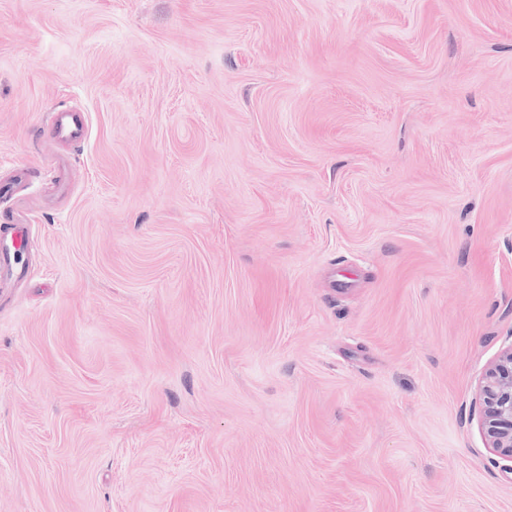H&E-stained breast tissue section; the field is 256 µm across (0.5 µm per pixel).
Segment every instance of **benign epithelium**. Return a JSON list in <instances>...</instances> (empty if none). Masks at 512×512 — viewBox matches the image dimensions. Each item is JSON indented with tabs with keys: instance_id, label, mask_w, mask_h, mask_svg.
<instances>
[{
	"instance_id": "benign-epithelium-1",
	"label": "benign epithelium",
	"mask_w": 512,
	"mask_h": 512,
	"mask_svg": "<svg viewBox=\"0 0 512 512\" xmlns=\"http://www.w3.org/2000/svg\"><path fill=\"white\" fill-rule=\"evenodd\" d=\"M479 429L487 447L500 453L512 472V337L482 373L477 386Z\"/></svg>"
}]
</instances>
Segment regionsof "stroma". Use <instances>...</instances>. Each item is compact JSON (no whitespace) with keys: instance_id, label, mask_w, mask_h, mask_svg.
Returning a JSON list of instances; mask_svg holds the SVG:
<instances>
[{"instance_id":"stroma-1","label":"stroma","mask_w":512,"mask_h":512,"mask_svg":"<svg viewBox=\"0 0 512 512\" xmlns=\"http://www.w3.org/2000/svg\"><path fill=\"white\" fill-rule=\"evenodd\" d=\"M4 214L0 512H512V0H0ZM70 112L71 109H62L53 112L51 117L50 131L70 143H81L87 136L86 125L75 119ZM25 245L24 238L18 231H12L9 242H0V272H10L12 270V260L18 264L16 254L18 248ZM479 429L488 448L509 461L512 474V336L482 373L477 386Z\"/></svg>"}]
</instances>
